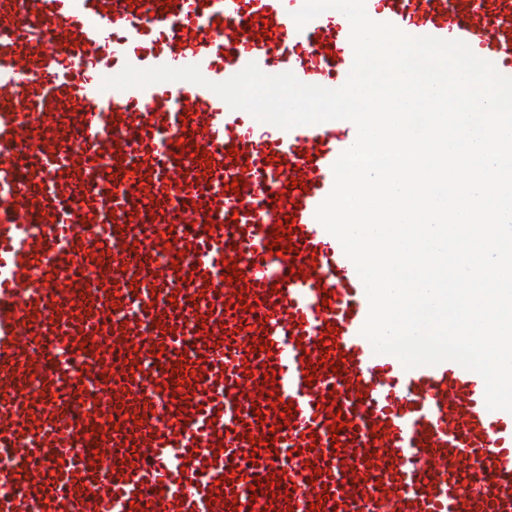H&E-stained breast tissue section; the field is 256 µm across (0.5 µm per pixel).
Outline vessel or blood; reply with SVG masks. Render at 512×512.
Returning a JSON list of instances; mask_svg holds the SVG:
<instances>
[{
	"label": "vessel or blood",
	"instance_id": "obj_1",
	"mask_svg": "<svg viewBox=\"0 0 512 512\" xmlns=\"http://www.w3.org/2000/svg\"><path fill=\"white\" fill-rule=\"evenodd\" d=\"M303 4L0 0V512H512V413L482 377L361 333L363 283L316 218L355 125L284 130L207 87L252 62L341 87L350 24L297 28ZM365 5L512 77V0ZM128 64L207 83L103 88Z\"/></svg>",
	"mask_w": 512,
	"mask_h": 512
}]
</instances>
